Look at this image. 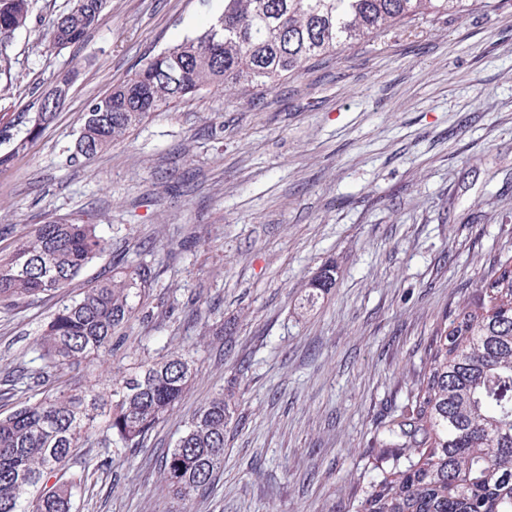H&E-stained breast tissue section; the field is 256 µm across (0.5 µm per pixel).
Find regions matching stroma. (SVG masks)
Instances as JSON below:
<instances>
[{
  "label": "stroma",
  "mask_w": 512,
  "mask_h": 512,
  "mask_svg": "<svg viewBox=\"0 0 512 512\" xmlns=\"http://www.w3.org/2000/svg\"><path fill=\"white\" fill-rule=\"evenodd\" d=\"M67 2L32 0L0 58L14 112L86 63L24 152L0 142V249L49 219L102 225L112 249L63 292L0 308V379L39 371L40 326L114 253L148 261L149 297L112 359L188 349L198 372L144 448L90 475L77 512H353L437 328L512 256V0L418 18L273 89L201 91L80 166L69 154L88 106L202 33L224 0H111L84 42L44 53ZM327 261L335 288L302 309ZM227 387L224 471L176 507L155 492L157 458Z\"/></svg>",
  "instance_id": "35a3bbf8"
}]
</instances>
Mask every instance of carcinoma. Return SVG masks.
Listing matches in <instances>:
<instances>
[{"instance_id":"cac0c4a2","label":"carcinoma","mask_w":512,"mask_h":512,"mask_svg":"<svg viewBox=\"0 0 512 512\" xmlns=\"http://www.w3.org/2000/svg\"><path fill=\"white\" fill-rule=\"evenodd\" d=\"M110 0H70L41 35L45 52L85 40ZM467 0H224L202 34L153 56L84 113L70 161L80 164L125 138L144 118L214 87L274 88L319 56L423 14L462 13ZM31 0H0V57L27 27ZM76 63L41 94L37 112L0 111V138L18 126L37 134L56 114L49 100L71 87ZM112 248L98 224L48 221L0 251V304L53 296ZM154 278L146 261H112V271L61 304L36 340L41 371L11 373L34 386L65 365L88 362L86 385H61L0 414V512H73L87 492L76 450L96 449L100 466L139 448L178 406L196 377L188 350L112 365L113 340L132 319ZM333 264L318 268L309 306L336 285ZM429 367L400 419L379 432L378 452L354 512H512V260L498 262L476 297L450 314L428 348ZM224 391L183 425L158 458V492L177 502L207 490L224 471Z\"/></svg>"}]
</instances>
